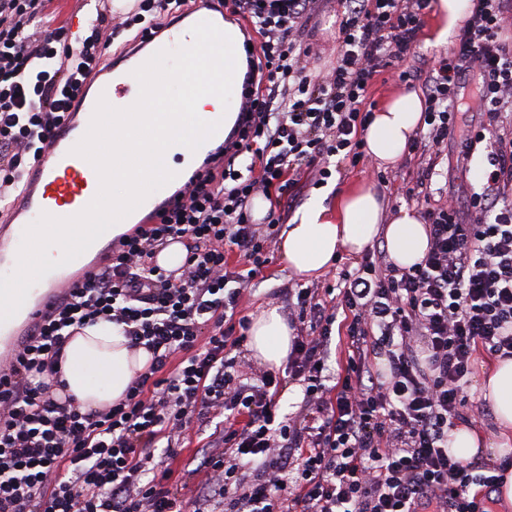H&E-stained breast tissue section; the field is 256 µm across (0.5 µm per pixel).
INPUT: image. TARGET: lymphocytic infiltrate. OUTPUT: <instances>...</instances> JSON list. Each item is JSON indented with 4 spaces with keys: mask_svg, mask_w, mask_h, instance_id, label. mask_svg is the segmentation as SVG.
Instances as JSON below:
<instances>
[{
    "mask_svg": "<svg viewBox=\"0 0 512 512\" xmlns=\"http://www.w3.org/2000/svg\"><path fill=\"white\" fill-rule=\"evenodd\" d=\"M317 0H224L260 37L246 96L213 172L159 223L125 238L111 262L67 288L0 369V512H486L496 470L451 454L478 351L512 357V0H473L422 89L421 158L406 200L421 207L429 249L407 268L367 254L325 290L288 291L295 332L286 368L303 409L279 418L282 380L241 356L244 290L272 263L286 207L357 164L386 68L401 83L431 0H340L339 50L326 75L301 29ZM187 0H140L134 13L65 44L42 0H0V201L100 70L115 36ZM477 69L481 119L457 133L458 88ZM460 135L479 190L432 202L440 147ZM268 210L254 219L255 198ZM179 275L156 265L171 243ZM107 321L151 356L124 396L85 411L66 394L71 336ZM344 333L336 338L333 325ZM339 358H332V349ZM224 426L179 483L181 441L204 417Z\"/></svg>",
    "mask_w": 512,
    "mask_h": 512,
    "instance_id": "1",
    "label": "lymphocytic infiltrate"
}]
</instances>
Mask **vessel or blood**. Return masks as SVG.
<instances>
[{
    "instance_id": "b4317fda",
    "label": "vessel or blood",
    "mask_w": 512,
    "mask_h": 512,
    "mask_svg": "<svg viewBox=\"0 0 512 512\" xmlns=\"http://www.w3.org/2000/svg\"><path fill=\"white\" fill-rule=\"evenodd\" d=\"M209 21L223 26L224 12L215 0H196L185 12L175 14L165 27L149 30L143 40L112 65L97 72L90 80L92 90L84 97L81 111L68 113L44 150L32 158L23 180L20 195L5 214L0 215V275L12 273L17 265V253L26 227L41 213L67 218L80 213L96 196L99 177L95 168L73 149L86 134L99 99L115 108L133 105L140 87L134 72L156 51L172 50L191 45V28ZM223 132H216L188 155L187 163L177 170L171 185L151 193L125 221L131 226L153 223L162 203H175L179 193L190 183L205 175L209 160L217 145L223 144ZM104 259L99 244H92L85 255L54 269L36 283L31 301L25 302L11 319L0 324V334L22 336L41 320L56 295L68 286L83 282L87 272Z\"/></svg>"
}]
</instances>
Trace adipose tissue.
I'll return each instance as SVG.
<instances>
[{"label": "adipose tissue", "instance_id": "1", "mask_svg": "<svg viewBox=\"0 0 512 512\" xmlns=\"http://www.w3.org/2000/svg\"><path fill=\"white\" fill-rule=\"evenodd\" d=\"M424 103L414 92L389 98L376 111L365 132L368 154L381 164L395 163L422 121ZM383 236L389 257L401 267L419 262L428 249L426 227L415 209L403 208L386 219L382 196L360 185L343 193L335 209L310 202L286 225L281 251L288 268L306 277L324 274L337 254L362 253L374 237ZM250 347L256 358L281 366L291 347V335L276 308L262 310L253 320ZM149 360L146 350H132L118 328L107 322L72 336L65 348L62 371L68 394L84 410H95L123 397L135 372ZM480 391L494 414L499 435L489 438L464 424L453 429L448 446L473 457L479 451L503 447L512 439V358L497 360L480 380Z\"/></svg>", "mask_w": 512, "mask_h": 512}]
</instances>
